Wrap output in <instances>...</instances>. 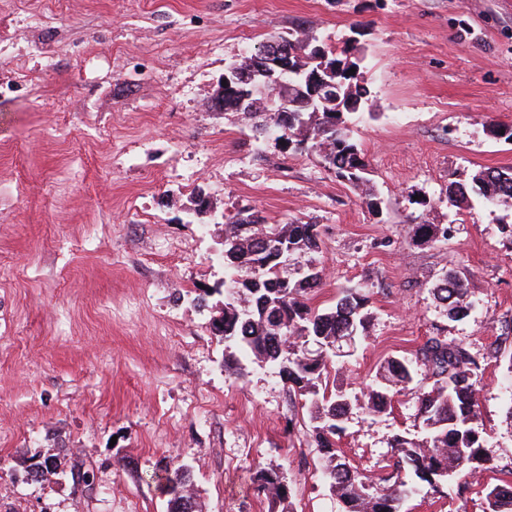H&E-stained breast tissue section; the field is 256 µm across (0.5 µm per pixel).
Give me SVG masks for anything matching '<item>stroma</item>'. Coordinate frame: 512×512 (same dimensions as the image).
Returning <instances> with one entry per match:
<instances>
[{"mask_svg": "<svg viewBox=\"0 0 512 512\" xmlns=\"http://www.w3.org/2000/svg\"><path fill=\"white\" fill-rule=\"evenodd\" d=\"M0 42V512H168L164 468L188 469L198 512H268L280 470L294 512H342L311 426L277 369L226 347L222 214L312 224L311 302L369 297L370 337L329 387L363 396L384 361L415 363L391 413L353 407L342 458L369 480L395 435L419 434L416 364L429 337L478 360L488 468L402 512H484L512 483V222L507 205L449 206L450 185L512 168V0H30ZM304 27L363 56L370 116L353 127L381 198L369 210L319 156L255 143L211 106L242 47ZM426 222L442 241L417 238ZM476 308L448 319L446 272ZM53 467L30 477L34 464ZM258 489L271 503L272 507L280 512H292L289 500L288 482L283 473L275 469H263L256 475Z\"/></svg>", "mask_w": 512, "mask_h": 512, "instance_id": "1", "label": "stroma"}]
</instances>
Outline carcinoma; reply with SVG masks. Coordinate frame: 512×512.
I'll list each match as a JSON object with an SVG mask.
<instances>
[{
  "label": "carcinoma",
  "instance_id": "cac0c4a2",
  "mask_svg": "<svg viewBox=\"0 0 512 512\" xmlns=\"http://www.w3.org/2000/svg\"><path fill=\"white\" fill-rule=\"evenodd\" d=\"M287 47L294 53L297 72L288 81L302 84L314 71L340 83V112L323 107L288 113L283 120L280 96L269 100L250 95L247 85L237 86L224 96H213L212 105L224 112H238L251 121L255 141L276 130L280 137L305 145V150L322 156L328 168L361 191L368 207L378 201L358 144L349 135L350 127L364 116L356 105L363 104L367 91L358 83L361 59L338 56L306 30L264 43ZM355 73H350V69ZM482 198L490 203L512 201V170L481 168L472 177ZM273 235L280 249L290 254L318 248L313 224H267L245 210L224 215V269L227 280L239 276V292L224 296V315L214 329L224 343L241 348L261 363L273 364L288 384V392L304 400L316 447L322 460V474L344 512H402V504L416 490L406 481L413 474L436 488L448 476L464 472L477 477L486 469L482 448L483 431L477 424L476 375L478 362L467 349L439 336L429 337L419 349L428 367L427 388L418 397L422 435H396L390 444L393 462L389 471L370 484L342 460L338 441L347 415L356 399L345 390H320L322 379L339 362L332 347L344 336L369 335L368 297L359 288H347L334 307L312 308L307 295L321 283L318 271L293 274L279 267L277 257L265 248V238ZM435 299L451 319L465 318L473 308L464 282L449 271L433 288ZM381 381L365 397L364 408L382 414L394 406L396 395L414 380L410 360L392 356L381 366ZM168 512H195L192 497L178 489L186 485L181 465L165 468ZM258 489L278 512H292L288 482L283 473L263 469L256 475ZM486 512H512V484L484 487Z\"/></svg>",
  "mask_w": 512,
  "mask_h": 512
}]
</instances>
